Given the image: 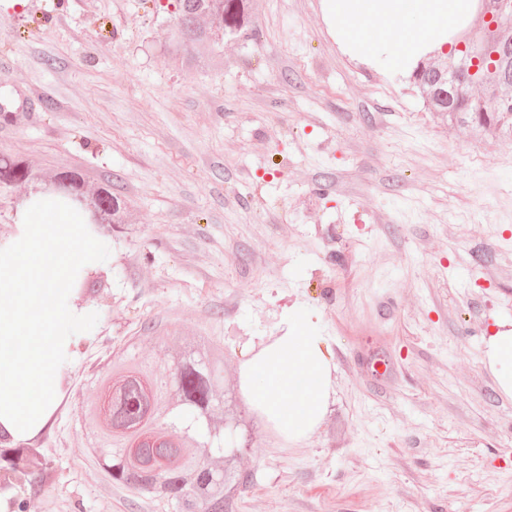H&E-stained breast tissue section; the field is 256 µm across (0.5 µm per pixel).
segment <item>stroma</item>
Here are the masks:
<instances>
[{
  "label": "stroma",
  "instance_id": "stroma-1",
  "mask_svg": "<svg viewBox=\"0 0 512 512\" xmlns=\"http://www.w3.org/2000/svg\"><path fill=\"white\" fill-rule=\"evenodd\" d=\"M176 23V0H0V154L112 186L128 217L93 227L110 257L75 300L99 320L26 442L51 474L29 500L168 512L96 463L97 380L129 342L161 371L203 336L240 395L293 310L329 341L332 398L297 443L245 409L234 512H512V399L484 363L512 320V141L344 51L324 0H256L254 37L195 45L196 69L162 51Z\"/></svg>",
  "mask_w": 512,
  "mask_h": 512
}]
</instances>
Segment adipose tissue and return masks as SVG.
Returning <instances> with one entry per match:
<instances>
[{"label": "adipose tissue", "instance_id": "1", "mask_svg": "<svg viewBox=\"0 0 512 512\" xmlns=\"http://www.w3.org/2000/svg\"><path fill=\"white\" fill-rule=\"evenodd\" d=\"M477 0H330L331 26L349 52L400 73L429 51L448 48L449 34L465 28ZM395 25L393 43L362 45L353 19ZM485 362L501 395L512 398V322L497 321L485 339ZM249 404L289 439L318 428L332 395V352L306 317L288 311L275 340L241 366Z\"/></svg>", "mask_w": 512, "mask_h": 512}]
</instances>
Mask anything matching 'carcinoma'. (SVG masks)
Instances as JSON below:
<instances>
[{"label":"carcinoma","instance_id":"obj_1","mask_svg":"<svg viewBox=\"0 0 512 512\" xmlns=\"http://www.w3.org/2000/svg\"><path fill=\"white\" fill-rule=\"evenodd\" d=\"M178 22L164 49L171 54L188 52V46L214 35L246 38L251 30V0H176ZM485 22L482 49L470 54V39L456 41L449 51L453 62L468 60L471 78L485 87L488 97L473 99L457 93L454 66L421 64L413 71L415 85L426 94L433 112L448 116V123L478 133L492 132L512 141V42L499 34V0H482ZM496 29H490V25ZM24 180L31 196L54 193L91 213L95 224L124 223L125 205L102 187L87 198L82 176L71 170L57 173L48 185L37 182L24 159L0 155V183ZM210 346L200 340L177 362L173 378L159 377L150 363L140 361L111 378L105 394L108 414L97 424L94 448L97 463L112 484L140 496L159 498L169 512H233L235 499L251 483L252 475L238 469L239 449L218 447L209 430L215 407L210 390L215 383L217 360ZM180 391L181 403L172 408L171 385ZM153 426L152 445L129 447L128 429L138 423ZM44 481L39 459L32 448L0 451V496L8 512H26V498L12 495L18 484L35 488Z\"/></svg>","mask_w":512,"mask_h":512}]
</instances>
